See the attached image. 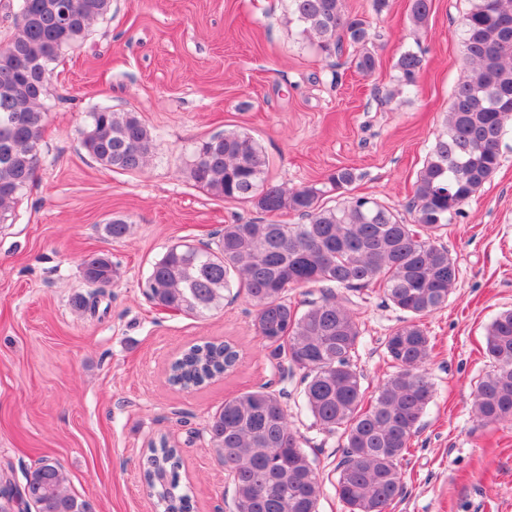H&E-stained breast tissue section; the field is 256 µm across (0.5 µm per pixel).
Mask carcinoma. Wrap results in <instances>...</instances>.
<instances>
[{"label": "carcinoma", "mask_w": 512, "mask_h": 512, "mask_svg": "<svg viewBox=\"0 0 512 512\" xmlns=\"http://www.w3.org/2000/svg\"><path fill=\"white\" fill-rule=\"evenodd\" d=\"M111 8L112 0H18L27 20L16 24L0 53V224L13 221V205L35 176L51 65L85 42L92 23ZM429 10V0H413L412 23L423 26ZM288 19L326 55L347 48L358 72L376 70L370 23L346 12L343 0H288ZM461 40L470 70L455 86L444 129L417 172L413 223L373 197L348 194L357 179L351 168L336 169L320 184H272L262 146L245 132H228L194 146L188 179L215 197L248 202L267 215L295 214L305 223L226 224L212 243L169 246L143 283L155 305L189 316L223 307L233 289L245 295L255 309V333L277 366L302 372L301 407L320 430L342 440L336 491L347 512H387L403 492L401 461L433 397L424 318L447 305L458 279L439 232L496 173L512 123V0H471ZM394 68L399 91L414 93L422 54L408 48ZM81 146L100 165L122 172L142 170L157 149L138 113L110 106L88 113ZM331 192L342 202L323 205ZM129 229L120 218L103 225L116 241ZM82 273L95 290L76 305L94 309L119 271L99 252L85 257ZM371 285L382 287L407 318L384 342L395 371L368 401L355 365L362 324L335 291ZM297 286L326 292L300 311L288 298ZM485 354L494 369L479 382L472 411L486 423L512 422V311L489 325ZM238 360L228 341L193 345L172 363L169 381L197 387L233 370ZM286 396L282 388L261 386L225 400L209 416V439L224 462L235 512H318L322 482L288 421ZM179 466L178 450L166 440L150 448L144 479L161 512H190V497L178 491ZM25 480L5 490L0 512L28 505L36 512H97L68 490L66 473L49 458L39 459Z\"/></svg>", "instance_id": "carcinoma-1"}]
</instances>
